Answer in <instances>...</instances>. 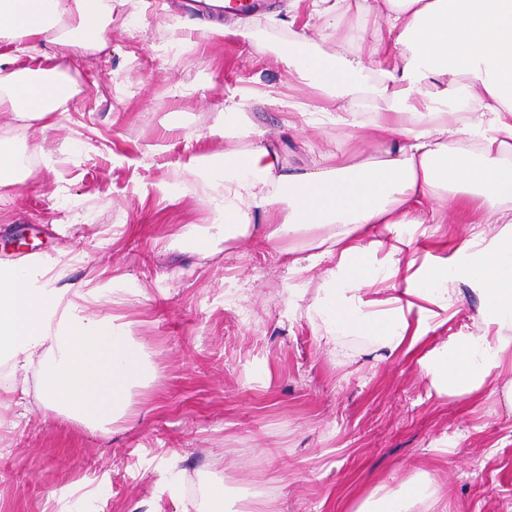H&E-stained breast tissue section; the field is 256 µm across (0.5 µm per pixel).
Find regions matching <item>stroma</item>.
Here are the masks:
<instances>
[{
  "instance_id": "obj_1",
  "label": "stroma",
  "mask_w": 512,
  "mask_h": 512,
  "mask_svg": "<svg viewBox=\"0 0 512 512\" xmlns=\"http://www.w3.org/2000/svg\"><path fill=\"white\" fill-rule=\"evenodd\" d=\"M190 0H112L99 49L57 43L75 95L56 123L15 127L0 115V148L35 162L0 186V273L41 255L52 287L94 288L90 309L122 314L150 365L130 395L134 418L100 429L66 420L36 393L0 406V512H354L377 485L429 472L448 512H512V415L495 398L430 394L417 359L377 355L348 337L329 352L308 313L324 266L299 273L287 255L241 246L190 253L187 224L209 226L210 182L183 172L218 156L212 128L235 97L292 168L377 149L368 129L332 121L336 103L277 56L291 0L242 15L248 37L188 31ZM294 28L311 51L348 56L380 39L377 20L313 11ZM305 104L297 129L282 121ZM439 199L442 224L420 239L415 265L450 256L486 211ZM131 294L126 305L114 293Z\"/></svg>"
}]
</instances>
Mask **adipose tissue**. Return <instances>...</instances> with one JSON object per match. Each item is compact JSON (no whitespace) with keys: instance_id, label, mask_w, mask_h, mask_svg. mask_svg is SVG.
Here are the masks:
<instances>
[{"instance_id":"ef3b65f1","label":"adipose tissue","mask_w":512,"mask_h":512,"mask_svg":"<svg viewBox=\"0 0 512 512\" xmlns=\"http://www.w3.org/2000/svg\"><path fill=\"white\" fill-rule=\"evenodd\" d=\"M359 17L383 19L386 39L374 50L375 95L387 102L369 128L384 148L349 163L326 157L312 170H292L245 117L234 99L214 132L224 138L219 162L188 156L189 174L224 183L214 224L186 225L194 252L223 243L233 251L248 242L282 248L303 233L323 231V247L292 257L293 269L333 259L323 294L311 310L320 340L333 351L346 336H363L375 351L415 354L437 395L477 400L498 397L512 413V383L492 379L512 371V0H356ZM111 0H0V39L26 43L28 52L54 40L85 51L99 48L111 21ZM280 56L299 78L319 83L328 96L356 99L369 66L363 59L307 53L302 33L284 41ZM0 53V115L52 126L74 94L50 63L16 70ZM466 94L476 105L462 122L448 119V102ZM452 140L479 141L477 152L452 155ZM460 187L462 205L479 199L501 228L495 236L471 232L450 257L423 265L407 286L386 299L368 288L394 278L415 235L438 223L433 202ZM383 262H373L377 252ZM477 296L475 330L439 346L431 331L444 326L460 303L457 284ZM92 291L71 296L40 288L24 268L0 276V358L13 367L40 368L39 391L49 408L87 425L129 414L131 390L148 378L146 354L120 316L88 312ZM443 493L427 472L414 470L391 490L370 491L357 512H415L439 505Z\"/></svg>"}]
</instances>
